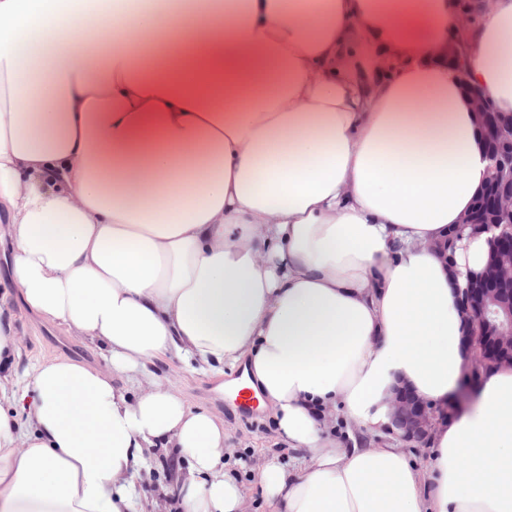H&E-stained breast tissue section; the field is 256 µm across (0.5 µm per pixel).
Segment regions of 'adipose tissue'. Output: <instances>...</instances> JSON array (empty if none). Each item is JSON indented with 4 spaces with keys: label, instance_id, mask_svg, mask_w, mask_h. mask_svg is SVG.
<instances>
[{
    "label": "adipose tissue",
    "instance_id": "adipose-tissue-1",
    "mask_svg": "<svg viewBox=\"0 0 512 512\" xmlns=\"http://www.w3.org/2000/svg\"><path fill=\"white\" fill-rule=\"evenodd\" d=\"M474 93L512 113V0L469 26L459 0H0L12 286L108 363L53 360L0 407V512H135L159 449L185 461L178 512H512V367L429 467L386 431L395 388L448 400L466 361ZM172 352L245 368L306 459L242 482L218 415L129 396Z\"/></svg>",
    "mask_w": 512,
    "mask_h": 512
}]
</instances>
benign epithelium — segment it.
Wrapping results in <instances>:
<instances>
[{"mask_svg": "<svg viewBox=\"0 0 512 512\" xmlns=\"http://www.w3.org/2000/svg\"><path fill=\"white\" fill-rule=\"evenodd\" d=\"M448 64L467 83L462 43H451ZM479 116L489 175L483 196L488 203L468 211L461 224L490 235L496 250L483 269L460 289L458 306L465 320L464 346L477 367L512 364V113L497 112L473 97ZM389 430L407 442H422L431 433L435 407L406 389L398 388L389 408Z\"/></svg>", "mask_w": 512, "mask_h": 512, "instance_id": "1", "label": "benign epithelium"}]
</instances>
